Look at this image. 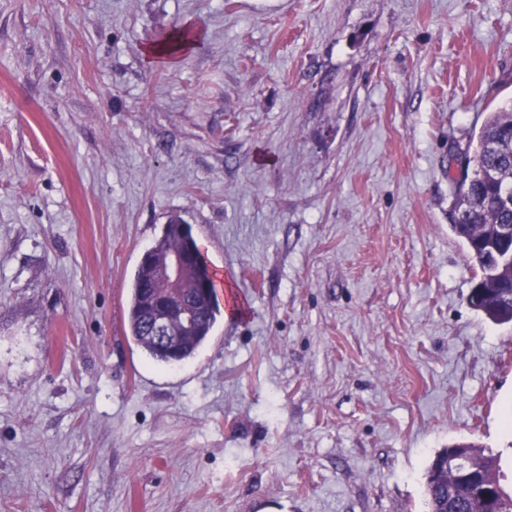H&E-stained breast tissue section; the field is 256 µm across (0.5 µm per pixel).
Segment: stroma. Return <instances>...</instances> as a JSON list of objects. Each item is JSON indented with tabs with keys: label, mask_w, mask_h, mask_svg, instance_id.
Wrapping results in <instances>:
<instances>
[{
	"label": "stroma",
	"mask_w": 512,
	"mask_h": 512,
	"mask_svg": "<svg viewBox=\"0 0 512 512\" xmlns=\"http://www.w3.org/2000/svg\"><path fill=\"white\" fill-rule=\"evenodd\" d=\"M511 99L512 0H0V512H428L448 444L512 470L448 181ZM173 217L221 314L169 366L126 315Z\"/></svg>",
	"instance_id": "obj_1"
}]
</instances>
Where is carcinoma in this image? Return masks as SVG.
<instances>
[{"label": "carcinoma", "mask_w": 512, "mask_h": 512, "mask_svg": "<svg viewBox=\"0 0 512 512\" xmlns=\"http://www.w3.org/2000/svg\"><path fill=\"white\" fill-rule=\"evenodd\" d=\"M464 155L473 167L450 180L455 191L450 227L465 244L478 270L469 304L498 324L512 323V263L498 261L499 253L512 250V207L499 203L503 193L512 192V103L488 113L480 128L469 133ZM189 246L195 251L198 266L181 284L199 275L214 284L190 225L178 218L169 220L152 246L153 262H140L134 272L127 315L130 336L148 358L159 364H181L193 358L217 322L218 299L213 288L190 335L184 336L180 327H173V335L179 337L174 353L162 351L149 330L147 293L156 282L157 267L168 253ZM455 450L467 456L468 462L448 474V483H426L429 512H486L488 504L478 489L492 483L499 488L495 502L498 512H512V490L506 488V475L498 458L486 454V449L474 442L455 443L438 452L437 457Z\"/></svg>", "instance_id": "1"}]
</instances>
